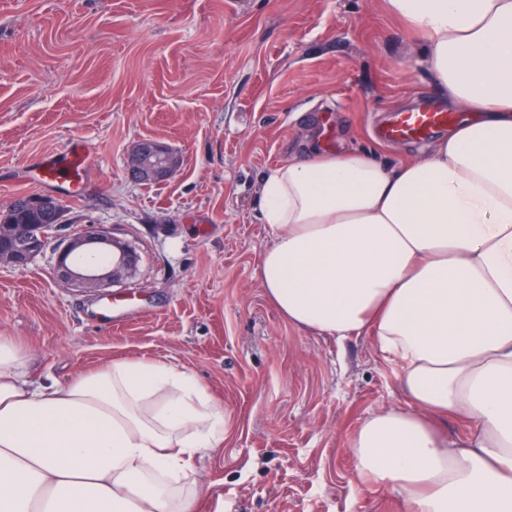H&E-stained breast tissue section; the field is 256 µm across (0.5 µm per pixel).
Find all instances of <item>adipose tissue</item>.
Wrapping results in <instances>:
<instances>
[{
  "label": "adipose tissue",
  "instance_id": "1",
  "mask_svg": "<svg viewBox=\"0 0 512 512\" xmlns=\"http://www.w3.org/2000/svg\"><path fill=\"white\" fill-rule=\"evenodd\" d=\"M386 2L470 117L393 168L364 151L278 166L256 273L291 325L370 335L398 368L403 403L349 440L359 485L406 512H512V0ZM26 359L0 336V512H197L193 462L225 415L189 371L116 360L33 387Z\"/></svg>",
  "mask_w": 512,
  "mask_h": 512
}]
</instances>
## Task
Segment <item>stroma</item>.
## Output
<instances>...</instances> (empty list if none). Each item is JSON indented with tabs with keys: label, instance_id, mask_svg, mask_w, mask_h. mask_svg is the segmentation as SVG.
I'll return each mask as SVG.
<instances>
[{
	"label": "stroma",
	"instance_id": "35a3bbf8",
	"mask_svg": "<svg viewBox=\"0 0 512 512\" xmlns=\"http://www.w3.org/2000/svg\"><path fill=\"white\" fill-rule=\"evenodd\" d=\"M422 49L384 0H0V208L57 198L64 224L108 226L140 255L97 292L61 282L50 245L0 263V334L26 347V379L119 359L189 370L229 427L194 462L198 512H405L396 492L358 487L348 446L402 400L397 370L369 335L298 329L268 301L257 190L314 146L418 154L372 127L439 102ZM146 138L180 158L148 185L126 168ZM76 146L80 186L33 181Z\"/></svg>",
	"mask_w": 512,
	"mask_h": 512
}]
</instances>
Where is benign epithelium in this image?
Masks as SVG:
<instances>
[{
  "label": "benign epithelium",
  "mask_w": 512,
  "mask_h": 512,
  "mask_svg": "<svg viewBox=\"0 0 512 512\" xmlns=\"http://www.w3.org/2000/svg\"><path fill=\"white\" fill-rule=\"evenodd\" d=\"M179 165L180 158L174 152L153 140L135 145L127 160L129 174L141 182L162 181ZM11 207L47 212L55 218L61 203L53 197L32 196L13 201ZM56 232V224L0 223V262L26 266ZM138 262L136 251L114 237L112 229L86 224L60 241L56 271L76 288H104L130 278Z\"/></svg>",
  "instance_id": "benign-epithelium-1"
}]
</instances>
